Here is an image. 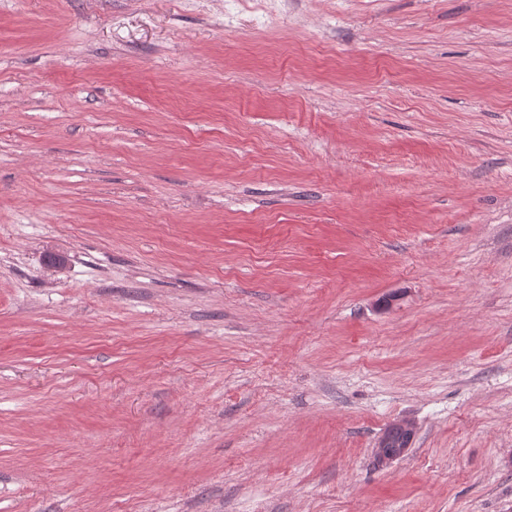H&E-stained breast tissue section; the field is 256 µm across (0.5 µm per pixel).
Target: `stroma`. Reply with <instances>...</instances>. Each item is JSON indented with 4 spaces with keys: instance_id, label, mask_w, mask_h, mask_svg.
<instances>
[{
    "instance_id": "35a3bbf8",
    "label": "stroma",
    "mask_w": 512,
    "mask_h": 512,
    "mask_svg": "<svg viewBox=\"0 0 512 512\" xmlns=\"http://www.w3.org/2000/svg\"><path fill=\"white\" fill-rule=\"evenodd\" d=\"M0 512H512V0H0Z\"/></svg>"
}]
</instances>
